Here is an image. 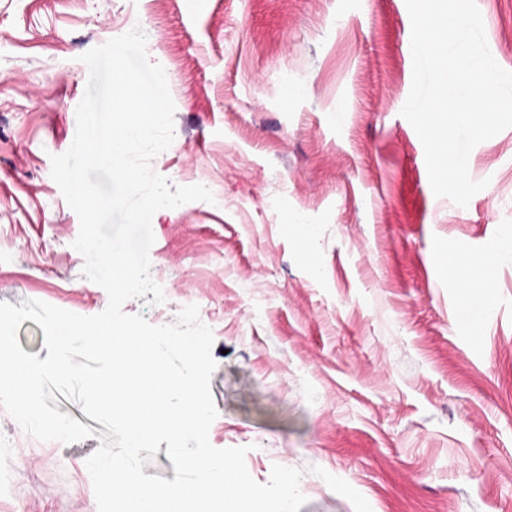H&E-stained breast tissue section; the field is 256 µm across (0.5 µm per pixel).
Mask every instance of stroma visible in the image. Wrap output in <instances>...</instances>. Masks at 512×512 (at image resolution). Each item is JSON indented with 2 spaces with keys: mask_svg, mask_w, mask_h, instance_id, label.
I'll return each mask as SVG.
<instances>
[{
  "mask_svg": "<svg viewBox=\"0 0 512 512\" xmlns=\"http://www.w3.org/2000/svg\"><path fill=\"white\" fill-rule=\"evenodd\" d=\"M512 71V0H476ZM140 28L164 69L175 137L152 161L215 202L157 211L164 303L213 333L217 448L260 483L300 469L299 512H512V263L464 303L447 261L512 249V127L478 144L467 207L436 197L401 115L412 84L405 0H0V302L93 316L108 294L74 248L51 176L76 133L82 55ZM300 214L307 235L286 224ZM0 408V512H98L87 459Z\"/></svg>",
  "mask_w": 512,
  "mask_h": 512,
  "instance_id": "stroma-1",
  "label": "stroma"
}]
</instances>
